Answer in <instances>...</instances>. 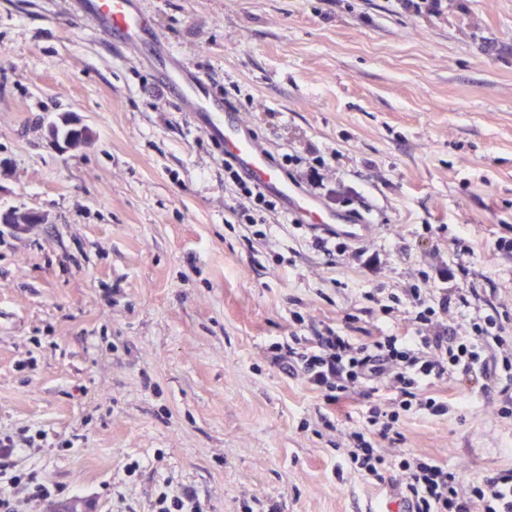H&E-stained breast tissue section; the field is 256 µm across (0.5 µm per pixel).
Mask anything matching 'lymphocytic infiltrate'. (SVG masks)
I'll list each match as a JSON object with an SVG mask.
<instances>
[{"label": "lymphocytic infiltrate", "instance_id": "obj_1", "mask_svg": "<svg viewBox=\"0 0 512 512\" xmlns=\"http://www.w3.org/2000/svg\"><path fill=\"white\" fill-rule=\"evenodd\" d=\"M224 173L243 198L237 209L242 220L251 223L256 214H276V199L232 164H225ZM477 296V289L467 287L430 301L420 289L411 288L404 295H390L383 307L389 313L395 305L408 302L414 310L409 330L357 338L325 325L314 328L311 335L292 337L290 344L277 342L271 347L272 364L301 378L321 396L329 412L353 395L368 398L388 392L387 408L370 407L362 424L349 432L351 444L340 465L374 486L384 484L389 468L404 472L397 493L408 512H473L477 507L482 512H512V469L465 482L455 468L434 457L403 452L390 461L375 444L379 438L401 439L407 419L466 411V404L450 401L445 389L476 386L486 392L501 383L512 388V360L495 355L512 339V320L495 311L474 321L467 336L438 329L450 300L467 307ZM34 442V435L25 428L0 433V512H14L9 491L15 487L45 499L63 493L59 486L44 482L37 471L19 468L15 451Z\"/></svg>", "mask_w": 512, "mask_h": 512}]
</instances>
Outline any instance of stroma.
Instances as JSON below:
<instances>
[{"instance_id":"stroma-1","label":"stroma","mask_w":512,"mask_h":512,"mask_svg":"<svg viewBox=\"0 0 512 512\" xmlns=\"http://www.w3.org/2000/svg\"><path fill=\"white\" fill-rule=\"evenodd\" d=\"M447 3L416 16L395 0H140L260 145L324 158V204L375 222L330 258L283 215L245 231L220 152L137 54L74 5L0 0V211L46 216L0 233V431H45L19 467L65 490H12L15 512H152L162 487L203 512L388 501L399 470L377 487L336 473L362 412L315 434L320 396L270 347L321 321L409 327L412 307L386 314L367 295L415 286L477 288L475 307L449 308L461 334L480 308L512 318V0ZM64 115L89 127L81 149L51 142ZM504 401L491 389L379 446L495 476L512 469Z\"/></svg>"}]
</instances>
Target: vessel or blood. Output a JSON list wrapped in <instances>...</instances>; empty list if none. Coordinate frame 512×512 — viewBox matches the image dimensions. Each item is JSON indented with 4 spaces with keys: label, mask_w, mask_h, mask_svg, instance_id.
I'll use <instances>...</instances> for the list:
<instances>
[{
    "label": "vessel or blood",
    "mask_w": 512,
    "mask_h": 512,
    "mask_svg": "<svg viewBox=\"0 0 512 512\" xmlns=\"http://www.w3.org/2000/svg\"><path fill=\"white\" fill-rule=\"evenodd\" d=\"M79 10L101 37L154 63L189 122L203 129L245 178L280 198L287 217L335 230L352 241L363 240L375 232V225L327 210L289 180L268 151L245 131L234 108L213 91L209 80L185 66L166 45L143 14L139 0H81Z\"/></svg>",
    "instance_id": "b4317fda"
}]
</instances>
